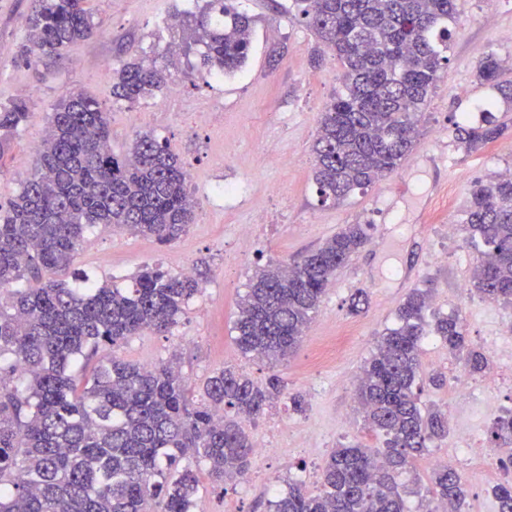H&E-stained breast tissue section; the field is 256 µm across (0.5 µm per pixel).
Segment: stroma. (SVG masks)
Masks as SVG:
<instances>
[{"label":"stroma","mask_w":512,"mask_h":512,"mask_svg":"<svg viewBox=\"0 0 512 512\" xmlns=\"http://www.w3.org/2000/svg\"><path fill=\"white\" fill-rule=\"evenodd\" d=\"M205 0H89L101 29L72 45L62 57L18 58L24 19L32 0H0V102L26 101L31 114L12 142L0 171V201L29 177L37 146L55 101L75 90L96 100L111 127L114 154L123 155L137 137L151 134L178 156L189 174L196 201L186 234L169 245L127 231L96 227L84 240L76 265L90 276L124 278L144 266L173 273L207 266L203 289L170 334L145 332L98 358L114 355L141 365L178 357L187 386L200 390L212 373L227 365L243 369L258 383L278 375L283 394L248 430L264 442L265 456H253L245 477L223 485L202 479L195 512H269L268 502L288 480L320 489L321 466L342 444L379 447L365 426L355 390L360 368L377 338L395 322L406 294L432 280L431 309L459 314L469 343L486 348L489 337L512 341V310L463 291L472 278L473 256L464 236L445 238L442 228L460 224L475 182H489L512 168V129L486 148L464 152L454 138L461 113L473 112L489 97L474 81L483 53L512 60V0H458L460 16L450 39L448 66L420 122V135L400 167L370 187L332 206L319 205L312 182L311 146L326 103L342 87L340 63L312 31L292 20L288 0H234L253 17L252 45L245 66L228 77H194L197 50H186L182 18ZM166 69L168 88L135 107L114 101L111 72L132 58ZM282 159L264 158L267 144ZM236 179L239 193L219 196L221 183ZM371 223V239L340 269L327 288L298 351L269 365L238 352L233 322L257 266L292 262L316 249L346 224ZM252 228L251 249L241 253L237 229ZM369 293L365 312H349L356 289ZM344 339L340 355L321 362L318 352ZM425 374L439 373L444 385L423 384L421 399L443 409L448 434L433 441L402 475L409 487L426 488L435 457L470 447L468 459L451 462L466 489L465 512H498L494 486L512 482V464L483 477L480 457L489 447L496 419L512 409V376L492 387L468 376L438 338L422 344ZM301 394L305 410L288 408Z\"/></svg>","instance_id":"35a3bbf8"}]
</instances>
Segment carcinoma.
<instances>
[{"label": "carcinoma", "mask_w": 512, "mask_h": 512, "mask_svg": "<svg viewBox=\"0 0 512 512\" xmlns=\"http://www.w3.org/2000/svg\"><path fill=\"white\" fill-rule=\"evenodd\" d=\"M88 0H33L18 57L59 55L93 37L99 23ZM292 18L310 29L343 68V90L319 113L313 144L318 202L337 205L394 173L420 134L419 116L448 64L457 0H292ZM253 19L232 0H206L194 15L201 44L197 77L241 68L252 43ZM492 53L476 79L495 91L480 119L462 114L456 140L467 151L500 138L498 102L512 112V80ZM167 75L133 59L112 77V98L133 106L163 90ZM22 100L0 103V163L27 123ZM107 113L70 91L52 105L33 172L0 204V512H195L203 465L222 484L244 475L255 452L243 422L254 421L282 394L272 375L256 383L226 366L196 399L176 362L152 367L112 356L90 376L82 362L144 331L166 334L187 314L202 274L146 268L118 286L70 269L88 228L103 224L178 240L193 223L195 202L187 171L151 134L124 155L112 153ZM371 224H345L320 247L291 264L256 268L233 323L241 353L278 363L301 342L331 280L369 241ZM461 230L474 247L472 286L484 299L512 309V177L476 184ZM432 281L410 290L397 322L379 336L364 363L356 401L380 448L359 443L330 452L321 490L301 482L270 502L271 512H407L398 476L448 434V419L420 399L421 351L433 333L470 376L487 357L469 344L456 313L427 320ZM492 447L512 462V410L498 417ZM430 503L462 512L466 490L457 471L434 467ZM493 494L499 512H512V484Z\"/></svg>", "instance_id": "obj_1"}]
</instances>
